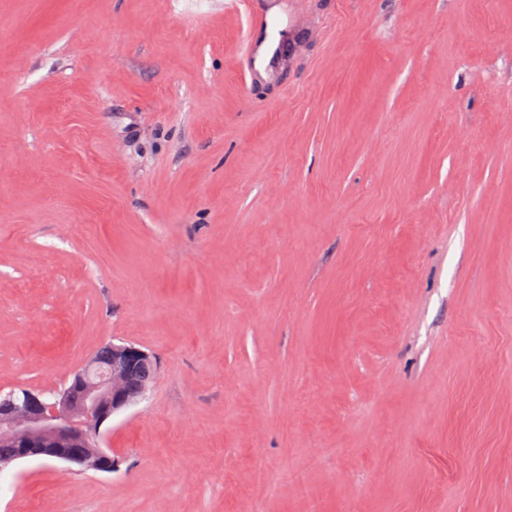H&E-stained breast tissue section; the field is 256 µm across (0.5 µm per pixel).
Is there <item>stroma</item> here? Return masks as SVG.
I'll list each match as a JSON object with an SVG mask.
<instances>
[{
  "label": "stroma",
  "mask_w": 512,
  "mask_h": 512,
  "mask_svg": "<svg viewBox=\"0 0 512 512\" xmlns=\"http://www.w3.org/2000/svg\"><path fill=\"white\" fill-rule=\"evenodd\" d=\"M249 5L0 0V390L158 359L0 512H512V0Z\"/></svg>",
  "instance_id": "stroma-1"
}]
</instances>
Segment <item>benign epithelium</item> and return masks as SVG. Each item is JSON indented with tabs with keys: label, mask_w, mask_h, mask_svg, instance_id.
<instances>
[{
	"label": "benign epithelium",
	"mask_w": 512,
	"mask_h": 512,
	"mask_svg": "<svg viewBox=\"0 0 512 512\" xmlns=\"http://www.w3.org/2000/svg\"><path fill=\"white\" fill-rule=\"evenodd\" d=\"M153 359L134 344H114L108 368L91 357L59 394L45 398L26 389L7 394L0 399V441L16 448L17 460L51 458L84 470L112 471V450L104 447L101 427L146 398L150 385H142L136 399L127 386L133 366Z\"/></svg>",
	"instance_id": "1"
}]
</instances>
